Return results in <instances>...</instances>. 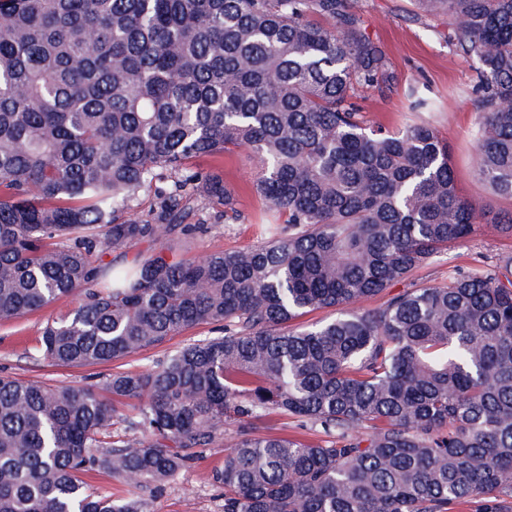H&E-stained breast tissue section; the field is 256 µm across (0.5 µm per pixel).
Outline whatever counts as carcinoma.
Returning a JSON list of instances; mask_svg holds the SVG:
<instances>
[{"label": "carcinoma", "mask_w": 512, "mask_h": 512, "mask_svg": "<svg viewBox=\"0 0 512 512\" xmlns=\"http://www.w3.org/2000/svg\"><path fill=\"white\" fill-rule=\"evenodd\" d=\"M414 4L477 63L475 172L512 200V0ZM395 81L348 0H0V319L79 296L35 351L71 367L224 330L95 386L0 376V512H151L230 425L224 512H512V255L359 308L479 219L431 124L365 127L357 88ZM231 146L262 161L270 238L190 257L187 215L238 211L187 163ZM266 425L272 428L273 433L283 436H297L308 439L323 438L314 428L310 429V426H308V428L302 429L297 419L280 417L276 413L270 414L266 418Z\"/></svg>", "instance_id": "obj_1"}]
</instances>
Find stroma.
<instances>
[{"label":"stroma","mask_w":512,"mask_h":512,"mask_svg":"<svg viewBox=\"0 0 512 512\" xmlns=\"http://www.w3.org/2000/svg\"><path fill=\"white\" fill-rule=\"evenodd\" d=\"M350 2L359 12L366 33L385 51L398 75L393 86L360 90L365 123L387 131L402 128L411 117L410 88H418L434 99L437 109L428 113L427 118L451 148L460 196L473 203L480 214V228L471 238L456 243L406 279L393 283L385 293L365 301V308L376 309L389 296L422 285L443 284L450 272L470 271L512 252V230L493 221L496 214L512 209V202L493 193L475 174L472 144L481 122L472 92L476 65L449 46L447 21L441 17L417 20L413 0ZM191 165L223 173L225 183L238 195L240 217L210 225L207 232L190 239L189 253L202 257L219 250L245 251L260 244L265 238V204L251 190L260 170L258 158L246 149L231 148L222 158L195 159ZM77 304V297L72 296L23 318L0 320V375L61 385L93 383L110 373L112 367L108 364L58 367L27 356L28 348L34 345L46 322L66 314ZM216 335L215 326L202 324L157 347L131 355L123 365L141 370L184 344ZM233 436V430H226L191 468L156 492L151 499L152 512H223L224 499L212 481V471L222 463Z\"/></svg>","instance_id":"1"}]
</instances>
